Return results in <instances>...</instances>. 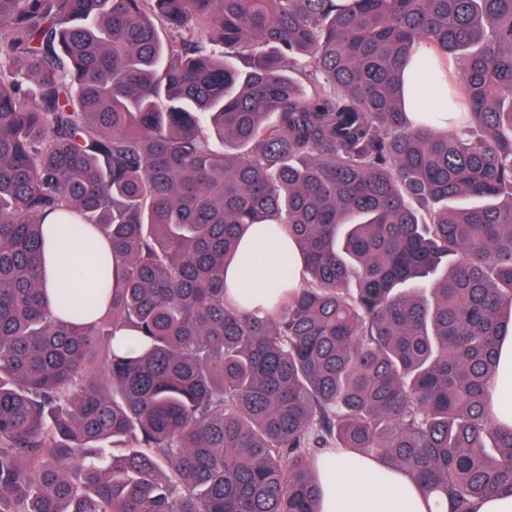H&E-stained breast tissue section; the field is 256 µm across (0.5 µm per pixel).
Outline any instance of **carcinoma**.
I'll use <instances>...</instances> for the list:
<instances>
[{
    "mask_svg": "<svg viewBox=\"0 0 512 512\" xmlns=\"http://www.w3.org/2000/svg\"><path fill=\"white\" fill-rule=\"evenodd\" d=\"M50 214L122 261L53 309ZM511 332L512 0H0V512H320L330 448L476 512ZM264 229L262 227L255 228L253 232L244 238L242 243L247 257L253 260L265 263L271 268H274L278 262L279 246L273 244V247L264 249L265 242L255 241L254 238L260 235ZM224 288H226L224 292L226 301L246 311H250L261 304L256 302L248 307L242 306V293H248L257 301L268 290L265 282L248 281L245 278V274L240 263H235V261H232L224 271Z\"/></svg>",
    "mask_w": 512,
    "mask_h": 512,
    "instance_id": "1",
    "label": "carcinoma"
}]
</instances>
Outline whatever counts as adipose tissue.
<instances>
[{
    "label": "adipose tissue",
    "mask_w": 512,
    "mask_h": 512,
    "mask_svg": "<svg viewBox=\"0 0 512 512\" xmlns=\"http://www.w3.org/2000/svg\"><path fill=\"white\" fill-rule=\"evenodd\" d=\"M110 249L102 238L77 248L47 239L43 267L47 289L71 287L85 268L97 264L101 254ZM489 414L512 427V336L500 346L499 371L489 391ZM330 458L339 479L325 482L321 512H427L408 477L384 470L371 458L349 462L347 452L341 449L331 452Z\"/></svg>",
    "instance_id": "obj_1"
}]
</instances>
